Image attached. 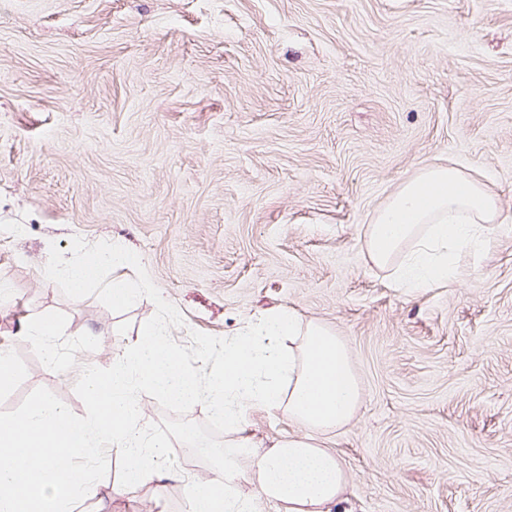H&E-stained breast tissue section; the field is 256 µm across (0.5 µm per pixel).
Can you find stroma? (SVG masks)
<instances>
[{
  "mask_svg": "<svg viewBox=\"0 0 512 512\" xmlns=\"http://www.w3.org/2000/svg\"><path fill=\"white\" fill-rule=\"evenodd\" d=\"M483 175L505 217L461 275L409 295L368 261L374 210L430 162ZM121 242L166 299L112 307L111 270L76 292L48 256ZM0 416L45 395L87 415L164 318L189 369L280 307L348 343L354 419L319 439L351 512H512V0H0ZM48 318L56 362L21 336ZM175 480L124 482L104 447L75 512H190L183 426L224 446L206 403L142 399ZM263 447L291 433L253 409Z\"/></svg>",
  "mask_w": 512,
  "mask_h": 512,
  "instance_id": "stroma-1",
  "label": "stroma"
}]
</instances>
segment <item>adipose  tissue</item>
<instances>
[{
	"mask_svg": "<svg viewBox=\"0 0 512 512\" xmlns=\"http://www.w3.org/2000/svg\"><path fill=\"white\" fill-rule=\"evenodd\" d=\"M500 208L485 182L457 166L432 163L404 180L375 210L363 230L366 256L388 271L394 287L419 293L456 280L460 254L486 248ZM119 245L73 259H48L51 279L74 290L92 283L103 267L140 265ZM90 412L71 417L51 399L34 396L19 415L0 418V512H74L90 494L89 473L70 456L98 458L102 443L127 462L133 483L167 479L160 467L165 438H148L137 426L141 397L176 404H209L232 439L214 476L189 486L190 512H341L348 477L339 457L318 447V435L355 417L361 391L346 341L327 326L302 322L289 308L270 312L225 337L224 356L204 373L189 371L170 340L167 322L148 323L129 339L109 372H81ZM281 412L297 434L260 450L246 436L244 413ZM249 473L256 490L230 488Z\"/></svg>",
	"mask_w": 512,
	"mask_h": 512,
	"instance_id": "obj_1",
	"label": "adipose tissue"
}]
</instances>
